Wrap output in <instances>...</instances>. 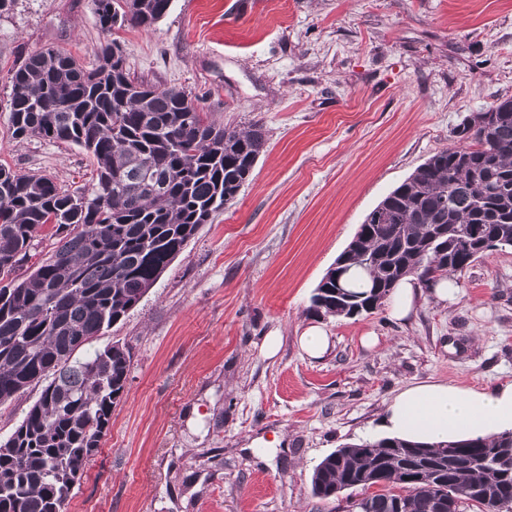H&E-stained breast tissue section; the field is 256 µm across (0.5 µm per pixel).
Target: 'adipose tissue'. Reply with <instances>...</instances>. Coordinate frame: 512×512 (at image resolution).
<instances>
[{"instance_id": "adipose-tissue-1", "label": "adipose tissue", "mask_w": 512, "mask_h": 512, "mask_svg": "<svg viewBox=\"0 0 512 512\" xmlns=\"http://www.w3.org/2000/svg\"><path fill=\"white\" fill-rule=\"evenodd\" d=\"M387 432L424 443L490 436L512 431V382L484 389L421 381L388 403Z\"/></svg>"}]
</instances>
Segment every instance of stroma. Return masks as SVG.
I'll return each instance as SVG.
<instances>
[{"label":"stroma","instance_id":"obj_1","mask_svg":"<svg viewBox=\"0 0 512 512\" xmlns=\"http://www.w3.org/2000/svg\"><path fill=\"white\" fill-rule=\"evenodd\" d=\"M270 2L171 0L152 30L116 33L132 77L182 88L224 124L260 125L265 146L136 308L76 351L119 342L132 360L65 512H338L312 473L381 437L397 392L512 381L511 247L475 262L447 301L423 290L404 322L385 306L309 311L366 215L465 118L512 97V0ZM103 38L91 0L0 12V164L91 185L80 147L13 139L8 72L49 46L95 65ZM318 324L331 346L313 359L299 337Z\"/></svg>","mask_w":512,"mask_h":512}]
</instances>
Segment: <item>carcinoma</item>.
Listing matches in <instances>:
<instances>
[{"instance_id": "cac0c4a2", "label": "carcinoma", "mask_w": 512, "mask_h": 512, "mask_svg": "<svg viewBox=\"0 0 512 512\" xmlns=\"http://www.w3.org/2000/svg\"><path fill=\"white\" fill-rule=\"evenodd\" d=\"M171 0H92L100 28L151 29ZM97 64L47 47L11 71L8 121L21 141L72 143L97 165L90 191L0 165V405L47 382L10 438L0 444V512H63L76 473L122 399L131 351L114 343L82 360L76 350L120 321L153 287L199 227L237 195L265 145L259 126L221 125L176 87L131 77L120 46L105 39ZM473 131L420 165L372 210L328 270L311 309L351 318L407 276L429 287L452 280L484 253L461 244L512 239V97ZM54 225L52 255L17 274ZM512 432L420 444L365 440L328 454L314 469V496L349 489L366 512H512Z\"/></svg>"}]
</instances>
